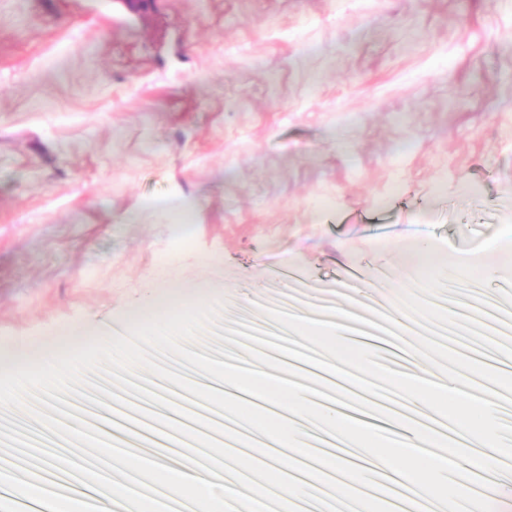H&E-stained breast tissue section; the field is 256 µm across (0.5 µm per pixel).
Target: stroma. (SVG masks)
<instances>
[{
  "mask_svg": "<svg viewBox=\"0 0 512 512\" xmlns=\"http://www.w3.org/2000/svg\"><path fill=\"white\" fill-rule=\"evenodd\" d=\"M507 220L512 0H0L2 350L162 293L387 312Z\"/></svg>",
  "mask_w": 512,
  "mask_h": 512,
  "instance_id": "35a3bbf8",
  "label": "stroma"
}]
</instances>
